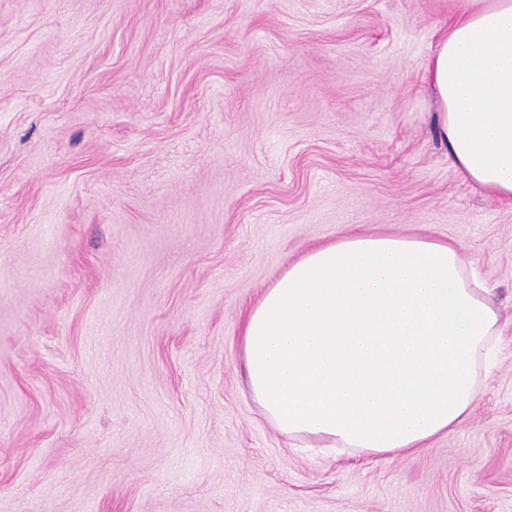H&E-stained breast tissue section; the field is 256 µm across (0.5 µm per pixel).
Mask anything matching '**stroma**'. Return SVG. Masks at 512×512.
I'll return each instance as SVG.
<instances>
[{
	"instance_id": "obj_1",
	"label": "stroma",
	"mask_w": 512,
	"mask_h": 512,
	"mask_svg": "<svg viewBox=\"0 0 512 512\" xmlns=\"http://www.w3.org/2000/svg\"><path fill=\"white\" fill-rule=\"evenodd\" d=\"M462 0H0V512H512V207L423 65ZM461 244L505 322L418 454L290 447L243 312L337 232Z\"/></svg>"
}]
</instances>
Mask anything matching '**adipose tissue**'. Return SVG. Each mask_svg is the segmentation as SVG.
<instances>
[{
    "label": "adipose tissue",
    "mask_w": 512,
    "mask_h": 512,
    "mask_svg": "<svg viewBox=\"0 0 512 512\" xmlns=\"http://www.w3.org/2000/svg\"><path fill=\"white\" fill-rule=\"evenodd\" d=\"M448 160L512 205V0H464L427 59ZM502 316L453 242L340 232L245 313L252 399L308 448L409 453L468 419Z\"/></svg>",
    "instance_id": "obj_1"
}]
</instances>
